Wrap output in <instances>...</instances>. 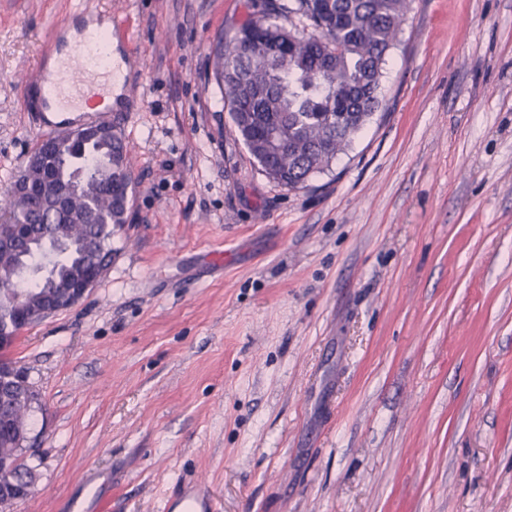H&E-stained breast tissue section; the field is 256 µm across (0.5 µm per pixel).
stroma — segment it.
Instances as JSON below:
<instances>
[{"label":"stroma","mask_w":512,"mask_h":512,"mask_svg":"<svg viewBox=\"0 0 512 512\" xmlns=\"http://www.w3.org/2000/svg\"><path fill=\"white\" fill-rule=\"evenodd\" d=\"M251 0H0V197L31 88L111 16L134 190L112 265L10 352L42 394L12 512H512V0H411L346 153L262 174L212 76Z\"/></svg>","instance_id":"35a3bbf8"}]
</instances>
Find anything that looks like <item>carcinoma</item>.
I'll list each match as a JSON object with an SVG mask.
<instances>
[{
	"label": "carcinoma",
	"mask_w": 512,
	"mask_h": 512,
	"mask_svg": "<svg viewBox=\"0 0 512 512\" xmlns=\"http://www.w3.org/2000/svg\"><path fill=\"white\" fill-rule=\"evenodd\" d=\"M253 18L234 36H219L212 75L238 139L258 169L288 188L306 186L332 165L380 107L378 90L409 0H252ZM58 177H79L85 189L71 213L51 212L43 199L3 200L9 218L0 236L20 229L0 252V333L18 332L15 297L38 307L112 254V233L126 224L129 196L109 191L131 177L120 128L112 140L76 160L59 136ZM24 421L16 390L0 389V418Z\"/></svg>",
	"instance_id": "cac0c4a2"
}]
</instances>
